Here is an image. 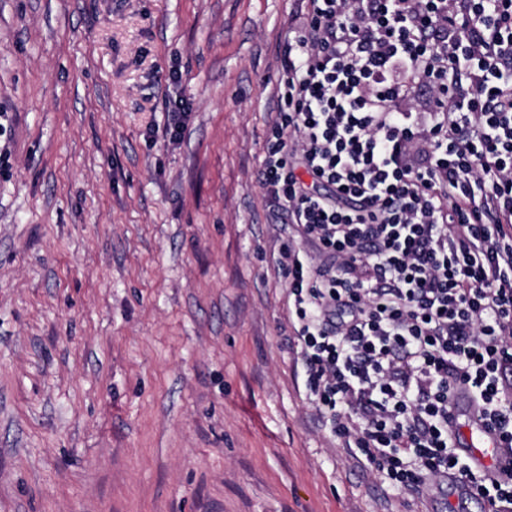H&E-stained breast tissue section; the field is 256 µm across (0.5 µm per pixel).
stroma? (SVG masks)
<instances>
[{
	"instance_id": "stroma-1",
	"label": "stroma",
	"mask_w": 512,
	"mask_h": 512,
	"mask_svg": "<svg viewBox=\"0 0 512 512\" xmlns=\"http://www.w3.org/2000/svg\"><path fill=\"white\" fill-rule=\"evenodd\" d=\"M293 10L0 0V512H444L316 425L286 342Z\"/></svg>"
}]
</instances>
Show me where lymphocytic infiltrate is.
Instances as JSON below:
<instances>
[{
	"mask_svg": "<svg viewBox=\"0 0 512 512\" xmlns=\"http://www.w3.org/2000/svg\"><path fill=\"white\" fill-rule=\"evenodd\" d=\"M295 5L261 185L318 421L408 493L512 512V467L472 470L448 422L467 396L512 455V0Z\"/></svg>",
	"mask_w": 512,
	"mask_h": 512,
	"instance_id": "f902f5d3",
	"label": "lymphocytic infiltrate"
}]
</instances>
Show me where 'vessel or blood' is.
Instances as JSON below:
<instances>
[{
  "label": "vessel or blood",
  "instance_id": "b4317fda",
  "mask_svg": "<svg viewBox=\"0 0 512 512\" xmlns=\"http://www.w3.org/2000/svg\"><path fill=\"white\" fill-rule=\"evenodd\" d=\"M449 419L461 426L460 450L474 470L493 477L511 460L504 453L497 434L466 399L453 401Z\"/></svg>",
  "mask_w": 512,
  "mask_h": 512
}]
</instances>
